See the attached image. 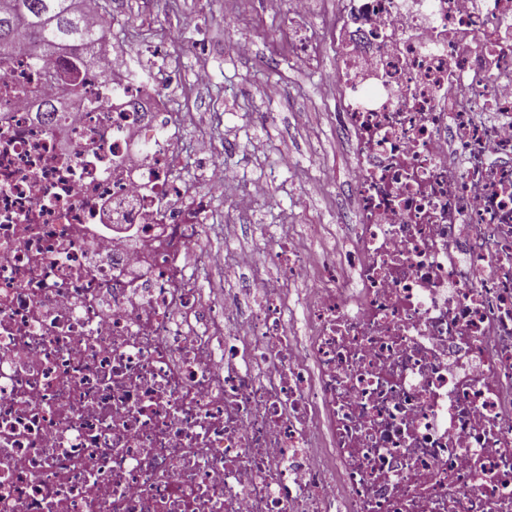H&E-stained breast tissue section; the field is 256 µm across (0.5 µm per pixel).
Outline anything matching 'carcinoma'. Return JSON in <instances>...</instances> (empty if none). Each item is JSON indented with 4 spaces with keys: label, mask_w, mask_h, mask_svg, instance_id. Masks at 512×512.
Wrapping results in <instances>:
<instances>
[{
    "label": "carcinoma",
    "mask_w": 512,
    "mask_h": 512,
    "mask_svg": "<svg viewBox=\"0 0 512 512\" xmlns=\"http://www.w3.org/2000/svg\"><path fill=\"white\" fill-rule=\"evenodd\" d=\"M83 0H0V64L16 46L29 44L36 53L73 56L64 90L82 91V73L103 49L105 29L87 24Z\"/></svg>",
    "instance_id": "carcinoma-1"
}]
</instances>
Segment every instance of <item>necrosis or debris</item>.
<instances>
[{"instance_id":"4bbe7bcc","label":"necrosis or debris","mask_w":512,"mask_h":512,"mask_svg":"<svg viewBox=\"0 0 512 512\" xmlns=\"http://www.w3.org/2000/svg\"><path fill=\"white\" fill-rule=\"evenodd\" d=\"M348 258L288 231L212 308L161 90L67 53L0 76V512H512V0H336ZM120 224L136 243L103 239ZM322 277L289 336L283 286Z\"/></svg>"}]
</instances>
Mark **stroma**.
Listing matches in <instances>:
<instances>
[{
  "instance_id": "obj_1",
  "label": "stroma",
  "mask_w": 512,
  "mask_h": 512,
  "mask_svg": "<svg viewBox=\"0 0 512 512\" xmlns=\"http://www.w3.org/2000/svg\"><path fill=\"white\" fill-rule=\"evenodd\" d=\"M107 4L106 46L115 65L141 64L179 115L172 136L181 174L196 177V144L203 138L224 147V165L236 173L211 200L204 245L227 254L231 264L206 273V300L218 304L247 280L277 277L254 255L280 225H289L308 256L330 245L344 250L339 217L354 209L349 176L356 147L333 121L339 105L330 37L336 0H310L303 23L315 56L308 63L295 52L286 11L271 9L270 0ZM230 38L247 44V52L225 55ZM202 68L210 73L204 86L194 78ZM258 184L265 192L256 205L237 209L236 199Z\"/></svg>"
}]
</instances>
